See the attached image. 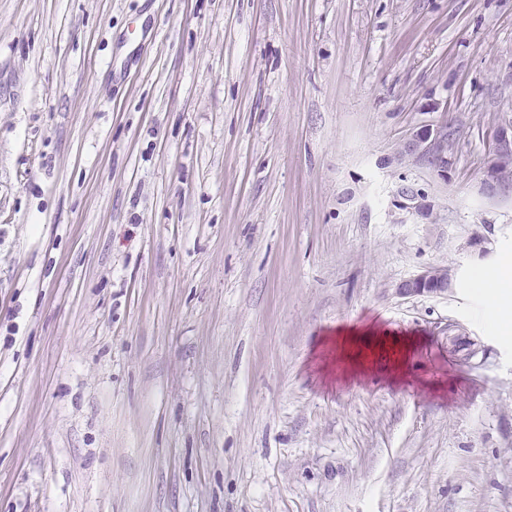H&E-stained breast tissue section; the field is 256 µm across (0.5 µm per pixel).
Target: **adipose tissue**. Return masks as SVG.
<instances>
[{
	"instance_id": "ef3b65f1",
	"label": "adipose tissue",
	"mask_w": 512,
	"mask_h": 512,
	"mask_svg": "<svg viewBox=\"0 0 512 512\" xmlns=\"http://www.w3.org/2000/svg\"><path fill=\"white\" fill-rule=\"evenodd\" d=\"M503 346H512V258L473 268L461 283Z\"/></svg>"
}]
</instances>
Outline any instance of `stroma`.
Here are the masks:
<instances>
[{"mask_svg": "<svg viewBox=\"0 0 512 512\" xmlns=\"http://www.w3.org/2000/svg\"><path fill=\"white\" fill-rule=\"evenodd\" d=\"M510 127L512 0H0V512H512V351L397 292ZM404 154L416 158H425L439 172L448 170L447 131L439 127L435 131L425 129L416 131L407 141Z\"/></svg>", "mask_w": 512, "mask_h": 512, "instance_id": "35a3bbf8", "label": "stroma"}]
</instances>
